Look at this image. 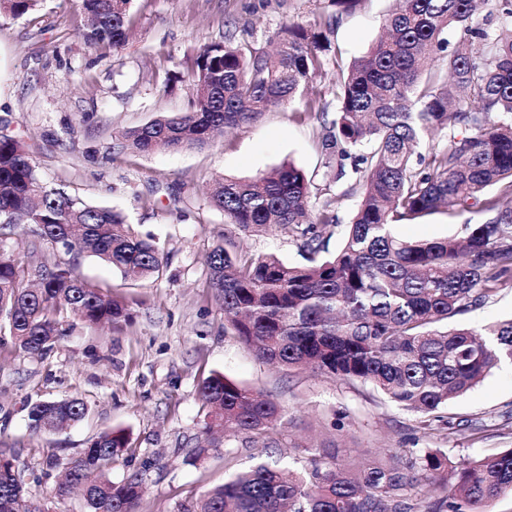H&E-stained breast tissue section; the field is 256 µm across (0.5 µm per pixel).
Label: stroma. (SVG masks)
Segmentation results:
<instances>
[{"mask_svg": "<svg viewBox=\"0 0 512 512\" xmlns=\"http://www.w3.org/2000/svg\"><path fill=\"white\" fill-rule=\"evenodd\" d=\"M394 0H364L342 15L329 38L334 51L315 74L310 98L333 102L336 69L364 56L379 36ZM329 0H133L132 24L118 49L86 43L81 0H43L21 18L0 16V129L26 142L43 178L74 198L123 209L135 229L157 237L167 263L158 279L132 285L93 256L73 262L76 277L98 282L127 302L134 318L122 329L77 326L44 358L17 356L0 334V443L20 448L17 461L39 512H82L80 497H53L54 476L42 458L79 455L108 428L124 429L130 450L112 467L113 480L142 476L139 512H195L201 495L229 473L224 448L200 460L186 457L206 421L198 385L214 372L272 394L295 425L290 457L306 446L339 440V456L442 448L451 465L512 448V366L500 367L448 408L458 421L485 424L474 438L462 431L429 436L414 431V413L370 386L306 372L285 374L259 363L224 328L209 286L206 259L215 246L302 263L298 234L248 235L212 208L207 192L219 178L251 179L293 163L322 188L331 181L318 142L320 122L305 100L269 108L254 122L204 148L149 154L115 148V132L161 112L188 111L194 55L233 33L236 42L266 44L294 21L326 25ZM463 218L437 213L394 226L405 240H433L462 231ZM76 396L85 418L54 433L32 432L27 398Z\"/></svg>", "mask_w": 512, "mask_h": 512, "instance_id": "35a3bbf8", "label": "stroma"}]
</instances>
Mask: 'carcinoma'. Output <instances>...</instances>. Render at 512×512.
Masks as SVG:
<instances>
[{"mask_svg":"<svg viewBox=\"0 0 512 512\" xmlns=\"http://www.w3.org/2000/svg\"><path fill=\"white\" fill-rule=\"evenodd\" d=\"M42 0H0V14L21 17ZM132 0H82L91 17L86 40L118 48L128 36ZM500 22L492 31L477 16V0H401L384 33L363 57L338 68L336 107L306 108L321 120V148L333 180L361 193L341 248L316 259L323 235L339 223L328 199L306 222L311 179L288 163L252 179L221 178L209 204L245 233L298 231L308 263L290 265L222 246L208 255L209 285L224 322L255 358L283 371L309 369L358 381L418 415L417 429L453 434L448 403L493 369L512 362V317L479 333L448 326L487 303L512 280V0H482ZM458 47L448 51V36ZM448 52L447 70L433 57ZM331 52L327 30L286 23L277 56L263 46L213 44L194 59V99L187 112L161 113L143 126L114 136V146L141 153L206 145L214 132L246 125L270 106L305 95L311 76ZM448 132V144L412 156L424 137ZM465 212L462 237L408 241L393 235L437 212ZM22 231L32 249L0 247V332L24 356H43L75 323L132 320L131 308L101 286L75 277L69 263L31 260L42 242L72 261L97 257L131 283L156 279L165 264L162 245L137 233L116 207L88 205L42 179L25 144L0 135V236ZM199 398L209 407L206 438L193 458L240 440L266 458L206 491L198 512H483L512 493V448L469 460L457 469L439 448H409L389 456L338 455L308 449L302 468L280 465L285 411L222 373L202 380ZM31 431L54 418L59 430L81 421L79 397L28 400ZM123 429L93 437L68 462L55 454L46 474L62 470L57 498L82 492L84 512H137L144 489L132 473L114 482L112 465L128 447ZM19 449L0 448V512H28L29 484L16 461ZM432 487L425 496L420 487Z\"/></svg>","mask_w":512,"mask_h":512,"instance_id":"obj_1","label":"carcinoma"}]
</instances>
